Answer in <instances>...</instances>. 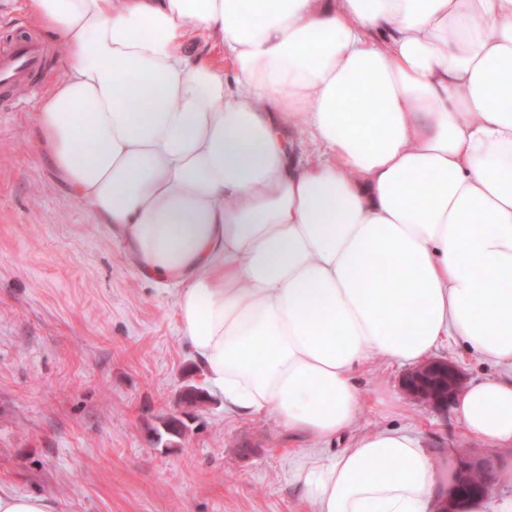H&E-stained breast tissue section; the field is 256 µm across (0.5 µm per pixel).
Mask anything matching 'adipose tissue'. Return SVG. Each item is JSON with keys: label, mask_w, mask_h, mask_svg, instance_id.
<instances>
[{"label": "adipose tissue", "mask_w": 512, "mask_h": 512, "mask_svg": "<svg viewBox=\"0 0 512 512\" xmlns=\"http://www.w3.org/2000/svg\"><path fill=\"white\" fill-rule=\"evenodd\" d=\"M63 47L34 147L141 273L174 282L208 385L339 453L316 512H437L453 455L351 436L357 373L454 343L451 406L512 447V0H27ZM233 62L191 60L192 38ZM377 106L350 109L352 91Z\"/></svg>", "instance_id": "obj_1"}]
</instances>
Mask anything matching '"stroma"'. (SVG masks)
I'll return each mask as SVG.
<instances>
[{
  "label": "stroma",
  "instance_id": "35a3bbf8",
  "mask_svg": "<svg viewBox=\"0 0 512 512\" xmlns=\"http://www.w3.org/2000/svg\"><path fill=\"white\" fill-rule=\"evenodd\" d=\"M46 37L24 0H0V46ZM61 46L28 78L34 96L0 112V486L48 496L55 512H315L294 475L310 440L249 418L208 390L178 333L173 283L143 277L121 235L70 192L33 147L30 117L61 74ZM405 368L375 358L353 434L406 426L441 454L474 452L452 413L402 397ZM192 385L205 399L185 408ZM191 421L176 443L156 432Z\"/></svg>",
  "mask_w": 512,
  "mask_h": 512
}]
</instances>
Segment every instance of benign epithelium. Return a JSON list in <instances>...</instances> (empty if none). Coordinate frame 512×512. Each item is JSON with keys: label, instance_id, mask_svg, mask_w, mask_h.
<instances>
[{"label": "benign epithelium", "instance_id": "7a95c632", "mask_svg": "<svg viewBox=\"0 0 512 512\" xmlns=\"http://www.w3.org/2000/svg\"><path fill=\"white\" fill-rule=\"evenodd\" d=\"M404 390L415 401L425 403L438 411L448 409L463 387V379L457 367L447 360H430L410 371L404 378ZM493 460L479 455H466L457 462L456 484L451 486L443 503V512H465L462 490L465 487L479 489L486 494L492 486L491 478L482 482L473 480L478 471L489 472Z\"/></svg>", "mask_w": 512, "mask_h": 512}]
</instances>
